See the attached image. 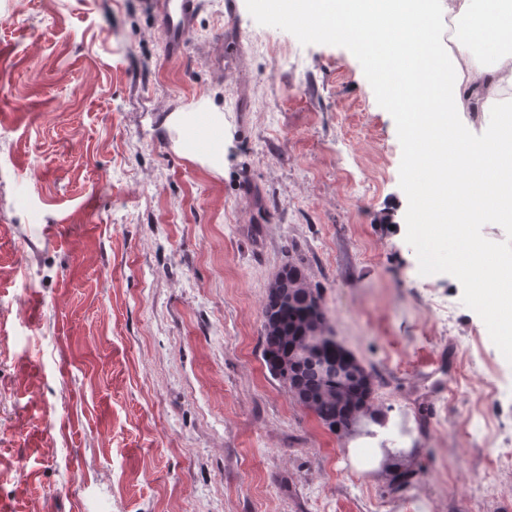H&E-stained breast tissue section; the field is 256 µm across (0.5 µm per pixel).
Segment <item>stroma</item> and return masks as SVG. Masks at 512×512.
Returning a JSON list of instances; mask_svg holds the SVG:
<instances>
[{
	"label": "stroma",
	"mask_w": 512,
	"mask_h": 512,
	"mask_svg": "<svg viewBox=\"0 0 512 512\" xmlns=\"http://www.w3.org/2000/svg\"><path fill=\"white\" fill-rule=\"evenodd\" d=\"M395 93L275 0H202L178 61L152 0H0V512H512L484 430L512 439V356L421 261ZM176 112L223 113V172ZM466 230L512 260V220ZM291 257L413 486L269 375Z\"/></svg>",
	"instance_id": "1"
}]
</instances>
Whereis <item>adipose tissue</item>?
<instances>
[{"mask_svg": "<svg viewBox=\"0 0 512 512\" xmlns=\"http://www.w3.org/2000/svg\"><path fill=\"white\" fill-rule=\"evenodd\" d=\"M325 9L308 0L305 11L315 15L317 31L343 36L369 58L375 76L388 81L396 72L378 56L381 29L366 26L351 0H334ZM448 19V43L435 34L438 17ZM413 29L398 31L401 48L412 56L415 72L425 76L437 96L429 111H402L419 146L414 166L446 157L445 165L425 183L414 184L413 198L429 196L439 203L436 215L418 213L415 231L426 240L433 259L452 255L476 284L478 304L491 315L512 320V297L504 296L475 263L456 227L455 199L468 210V223L512 216V0H430L428 9L412 13ZM459 112H490L494 119L484 142L470 140L453 118ZM177 123L189 130V153L205 150L211 167L224 169V115L182 112Z\"/></svg>", "mask_w": 512, "mask_h": 512, "instance_id": "ef3b65f1", "label": "adipose tissue"}]
</instances>
